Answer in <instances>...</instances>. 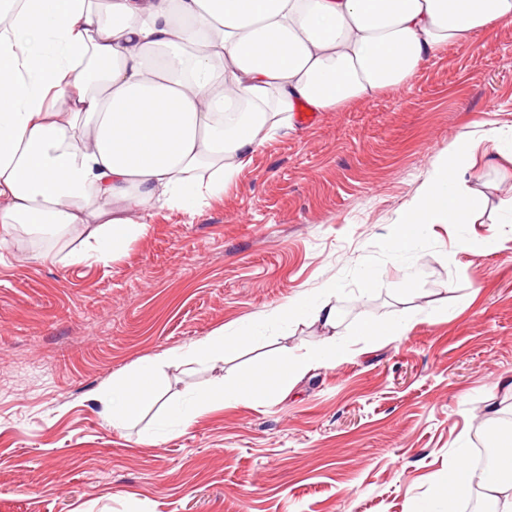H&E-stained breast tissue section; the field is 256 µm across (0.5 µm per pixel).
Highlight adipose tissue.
Returning <instances> with one entry per match:
<instances>
[{"mask_svg": "<svg viewBox=\"0 0 512 512\" xmlns=\"http://www.w3.org/2000/svg\"><path fill=\"white\" fill-rule=\"evenodd\" d=\"M512 22V0H0V227L61 236L95 230L71 256L118 254L152 210L196 213L223 193L294 112H333L407 82L445 44ZM477 142L438 159L393 228L398 255L433 224H470ZM335 289L282 304L269 319L340 324ZM243 335L215 330L174 361H224ZM335 341L281 355L270 374L290 389L342 355ZM158 362L113 378L104 415L121 426L147 402ZM255 372L220 382L200 406L168 416L191 426L216 400L262 402ZM500 473L455 462L448 488L478 484L512 512V458Z\"/></svg>", "mask_w": 512, "mask_h": 512, "instance_id": "obj_1", "label": "adipose tissue"}]
</instances>
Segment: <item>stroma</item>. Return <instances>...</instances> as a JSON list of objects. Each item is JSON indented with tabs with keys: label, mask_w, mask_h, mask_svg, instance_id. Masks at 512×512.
Segmentation results:
<instances>
[{
	"label": "stroma",
	"mask_w": 512,
	"mask_h": 512,
	"mask_svg": "<svg viewBox=\"0 0 512 512\" xmlns=\"http://www.w3.org/2000/svg\"><path fill=\"white\" fill-rule=\"evenodd\" d=\"M512 136V22L440 49L399 87L266 141L197 214L153 211L105 262L74 233L0 243V512H417L450 463L512 423V165L479 159L474 224L433 225L397 257L392 230L463 133ZM414 289L401 294L406 277ZM370 290H363V279ZM338 290L345 355L253 405L187 428L168 407L245 368L323 344L259 326L233 359L165 361L303 294ZM408 319L393 341L365 320ZM157 357L156 398L113 428L98 396Z\"/></svg>",
	"instance_id": "35a3bbf8"
}]
</instances>
